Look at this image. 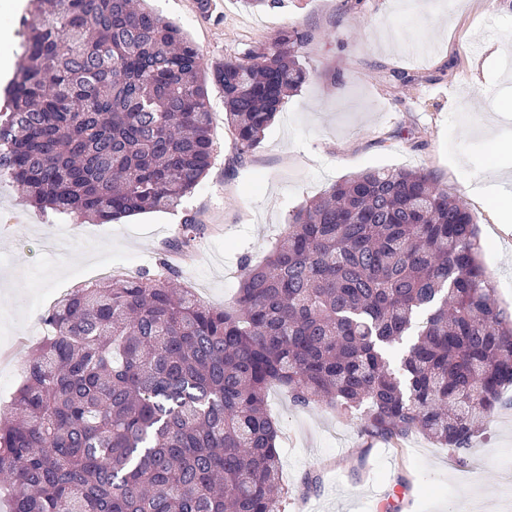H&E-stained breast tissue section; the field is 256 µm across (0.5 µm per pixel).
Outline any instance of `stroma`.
<instances>
[{
    "label": "stroma",
    "instance_id": "obj_1",
    "mask_svg": "<svg viewBox=\"0 0 512 512\" xmlns=\"http://www.w3.org/2000/svg\"><path fill=\"white\" fill-rule=\"evenodd\" d=\"M16 0H0V67L24 61ZM196 0H150L215 64L285 30L307 33L300 61L310 78L289 93L246 161H237L218 88L209 92L212 167L177 211L116 224L79 223L29 205L19 186L0 182V408L44 337L43 318L60 294L97 282L106 265L135 276L156 267L185 218L204 228L188 257H172L180 280L206 303L231 305L241 260L260 261L293 210L344 178L374 169H412L464 204L479 230L482 260L502 307L512 313V228L496 224L488 200L471 195L480 175L512 184V155L494 153L482 132L512 138V2L487 0H281L250 8L216 0L201 15ZM485 49L472 50L474 38ZM434 44L414 59L412 50ZM280 429L285 512H507L501 474L512 471V408L456 453L409 435L401 446L368 439L359 419L324 407H292L286 389L268 393ZM321 470L318 487L307 473Z\"/></svg>",
    "mask_w": 512,
    "mask_h": 512
}]
</instances>
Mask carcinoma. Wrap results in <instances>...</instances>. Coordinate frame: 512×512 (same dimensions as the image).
Listing matches in <instances>:
<instances>
[{"mask_svg": "<svg viewBox=\"0 0 512 512\" xmlns=\"http://www.w3.org/2000/svg\"><path fill=\"white\" fill-rule=\"evenodd\" d=\"M143 0H54L20 20L28 64L0 112V179L71 218L176 210L214 154L209 86L239 160L307 71L283 31L212 66ZM185 219L171 247L187 250ZM157 271L76 288L0 415L10 512H281L268 390L355 415L370 439L453 451L512 387V315L477 225L424 172L342 180L289 215L234 305Z\"/></svg>", "mask_w": 512, "mask_h": 512, "instance_id": "obj_1", "label": "carcinoma"}]
</instances>
